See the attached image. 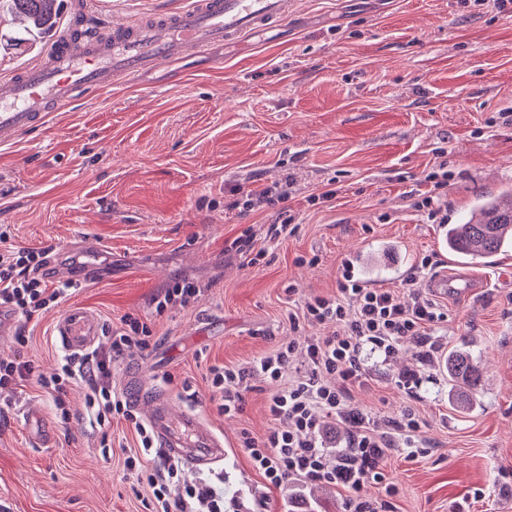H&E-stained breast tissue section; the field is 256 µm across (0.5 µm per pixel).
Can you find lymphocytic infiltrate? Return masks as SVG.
<instances>
[{"instance_id": "f902f5d3", "label": "lymphocytic infiltrate", "mask_w": 512, "mask_h": 512, "mask_svg": "<svg viewBox=\"0 0 512 512\" xmlns=\"http://www.w3.org/2000/svg\"><path fill=\"white\" fill-rule=\"evenodd\" d=\"M288 195L287 184L274 182L242 193L238 203L246 211L276 210L277 222L267 230L269 239L275 240L296 230L285 209ZM8 238V232L0 229L1 308L29 321L82 290L84 283L78 278L56 279L45 249L15 247ZM211 288V283L184 277L160 290L151 304L160 316L173 307L194 306ZM287 319L294 330L324 323L336 324L338 330L329 336L306 337L301 347L282 343L251 360L206 369L210 400L221 413H242L246 392L256 386L269 390V427L259 436L246 430L240 436V446L263 482L238 496L225 497L223 476L188 481L180 462L166 458L154 463L149 427L112 384L114 361L152 346L153 326L141 317L124 315L119 327L109 329L108 347L65 357L59 372L48 378L35 376L32 361L23 353L29 338L24 327H17V351L0 355V402L12 404L23 383L33 378L51 396L66 423L70 420L68 392L74 384L85 383L90 424L102 426L118 416L132 425L137 449L124 465L150 489L154 512H254L253 503L263 501L266 490L285 489L297 482L342 491L345 512H392L390 499L396 487L388 481L383 463L396 448L406 449L411 458L424 452L420 422L409 407L388 419L363 411L353 405L352 392L368 384L369 359L388 360L402 342L410 341L415 345L416 363L394 376L393 382L415 394L443 347L436 333L445 319L441 306L417 288L401 292L365 287L348 261L342 265L336 295L307 298L289 310ZM297 360L304 366V375L285 380L288 365ZM340 422L346 426L341 436L336 433ZM372 483L380 485L378 495L367 494Z\"/></svg>"}]
</instances>
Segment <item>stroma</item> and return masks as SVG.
<instances>
[{"label":"stroma","instance_id":"1","mask_svg":"<svg viewBox=\"0 0 512 512\" xmlns=\"http://www.w3.org/2000/svg\"><path fill=\"white\" fill-rule=\"evenodd\" d=\"M43 36H22L0 17V79L35 62ZM512 11L498 0H295L288 25L264 27L144 72L135 85L74 103L18 143L0 147V226L13 245L54 248L57 268L86 261L85 286L29 324L24 353L53 374L65 351L54 334L65 309L92 310L99 324L152 317L154 344L112 366V383L145 373L236 447L241 430L270 424L265 391L246 395L242 414L208 400L206 368L260 356L291 330L289 303L336 294L351 251L372 288L405 289L422 257L431 276L474 280L467 302L440 299L444 350L417 399L388 381L413 362L403 346L394 365L353 391L356 404L397 416L412 406L428 441L407 458L392 451L384 472L398 492L394 512H512V247L490 260L450 255L444 223L512 187ZM449 178L439 212L415 208L439 164ZM290 181L287 206L298 229L266 243L256 264L225 258L224 243L264 235L274 210L232 208L228 188ZM336 189L328 203L313 196ZM213 281L193 307L153 316L151 299L177 276ZM465 349L483 385L463 410L448 378L451 350ZM84 384L62 423L51 399L28 381L16 407L0 411V512H151L152 496L124 459L136 446L123 421L91 428ZM53 433L48 447L28 426ZM223 470L226 495L260 478L238 451ZM343 512L329 486L271 489L260 512Z\"/></svg>","mask_w":512,"mask_h":512}]
</instances>
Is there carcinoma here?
Here are the masks:
<instances>
[{
  "label": "carcinoma",
  "instance_id": "carcinoma-1",
  "mask_svg": "<svg viewBox=\"0 0 512 512\" xmlns=\"http://www.w3.org/2000/svg\"><path fill=\"white\" fill-rule=\"evenodd\" d=\"M7 9L29 24L27 34H40L59 19L57 0H7ZM512 242V188L480 203L475 214L462 224H450L445 234L448 252L489 258ZM448 376L468 390L479 387L480 367L467 351L457 349L448 357Z\"/></svg>",
  "mask_w": 512,
  "mask_h": 512
}]
</instances>
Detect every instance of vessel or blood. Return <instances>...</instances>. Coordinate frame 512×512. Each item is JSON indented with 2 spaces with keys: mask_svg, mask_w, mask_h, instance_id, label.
Listing matches in <instances>:
<instances>
[{
  "mask_svg": "<svg viewBox=\"0 0 512 512\" xmlns=\"http://www.w3.org/2000/svg\"><path fill=\"white\" fill-rule=\"evenodd\" d=\"M292 0H193L184 9H159L120 23L103 20L91 0H78L71 23L50 38L48 51L15 75L0 80V146L11 145L46 123L75 100L101 93L188 52L227 43L268 24H287ZM430 288L441 296L466 299L472 280L435 277ZM66 351L83 354L99 337L96 316L82 307L66 310L55 324ZM134 399L148 405L147 422L156 447L194 470L222 461L229 449L200 416H174L169 398L139 380Z\"/></svg>",
  "mask_w": 512,
  "mask_h": 512,
  "instance_id": "1",
  "label": "vessel or blood"
}]
</instances>
